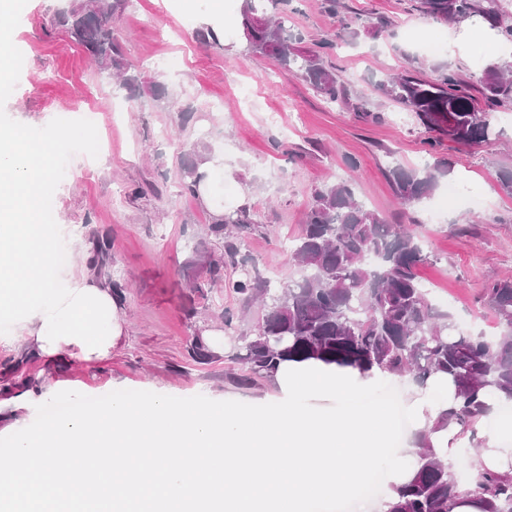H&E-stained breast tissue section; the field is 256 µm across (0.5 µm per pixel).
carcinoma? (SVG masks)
Here are the masks:
<instances>
[{
  "mask_svg": "<svg viewBox=\"0 0 512 512\" xmlns=\"http://www.w3.org/2000/svg\"><path fill=\"white\" fill-rule=\"evenodd\" d=\"M127 0H71L52 20L55 29L82 47L107 74L127 91H136L133 64L114 41L112 24ZM505 0H420L422 11L448 23L482 16L512 42V11ZM242 38L253 54L274 59L295 72L317 93L338 100L335 73L315 54L303 55L290 44L284 17L272 19L260 12L256 0H244ZM478 80L488 109L478 110L457 72L443 68L433 81L403 72L379 85L388 99L415 114L425 126L448 139L478 144L496 136L491 112L512 100V59L484 65ZM450 171L447 162L420 170L396 167L391 175L398 200L420 204L440 186ZM184 188L189 193L205 178L199 163L184 167ZM247 223L246 214H226L208 225V236L224 238L229 224ZM209 272V281H224V258L205 249L196 251ZM111 244L107 235L88 238L87 266L106 280L119 298L124 286L108 272ZM292 257L300 278L281 288L246 275L228 284L236 293L263 302L265 313L253 334L243 337L239 360L247 370L242 382L269 378L284 362H318L356 370L362 375L380 372L410 375L424 386L445 377L452 402L427 429L417 435V464L408 479L385 499V512H453L466 496L476 500L479 512H512V473H500L480 463L466 483L458 480L444 461L430 434L443 430L469 435L478 447L476 423L488 411L485 398L495 395L512 402V279L493 278L484 299L496 319V334L484 336L460 328L448 314L437 310L422 286L417 270L429 256L415 235L401 224H388L361 204L353 184L342 181L317 190L307 211ZM188 355L196 363L212 360L208 339L192 337ZM29 357L20 356L13 369L0 372L3 382H18L22 389L39 388L41 379L20 372Z\"/></svg>",
  "mask_w": 512,
  "mask_h": 512,
  "instance_id": "1",
  "label": "carcinoma"
}]
</instances>
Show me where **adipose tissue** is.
<instances>
[{
  "label": "adipose tissue",
  "mask_w": 512,
  "mask_h": 512,
  "mask_svg": "<svg viewBox=\"0 0 512 512\" xmlns=\"http://www.w3.org/2000/svg\"><path fill=\"white\" fill-rule=\"evenodd\" d=\"M27 141L17 130L0 136V318L21 327L0 336V346L34 350L48 363L64 354L104 360L124 333L119 303L89 276L59 287L52 263L58 230L39 219L38 189L52 171L32 159Z\"/></svg>",
  "instance_id": "1"
}]
</instances>
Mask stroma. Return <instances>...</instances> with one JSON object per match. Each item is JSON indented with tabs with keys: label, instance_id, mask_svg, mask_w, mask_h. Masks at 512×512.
Wrapping results in <instances>:
<instances>
[{
	"label": "stroma",
	"instance_id": "stroma-1",
	"mask_svg": "<svg viewBox=\"0 0 512 512\" xmlns=\"http://www.w3.org/2000/svg\"><path fill=\"white\" fill-rule=\"evenodd\" d=\"M68 0H21L0 23L8 54L10 90L0 95V131H26L52 154L51 178L41 188L51 200L47 223L78 227L80 238L61 235V279L85 269L82 238L108 233L113 278L126 285L120 303L125 334L98 363L64 356L34 360L29 371L44 379L47 395L73 390L98 397L119 389L176 397L261 405L278 400L276 386L239 378L235 355L263 310L230 289L244 274L272 287L299 278L288 242L305 221L315 191L351 181L356 196L390 224L410 227L430 259L419 269L434 306L461 325L495 330L483 299L489 278L512 279V189L499 179L512 168V108L492 120L499 139L463 145L424 127L413 113L381 96L378 86L410 70L431 81L448 65L483 107L480 65L501 54L482 25L448 24L419 10L418 0H289L283 12L292 45L324 51L343 90L329 102L274 60L239 44L240 0L224 2V46L204 45L197 29L214 16L208 0H128L113 34L136 68L135 94L115 90L84 50L53 30L57 8ZM70 134L66 149L53 142ZM214 153L208 177L223 190L224 206L245 210L250 226L232 229L238 247L224 264V284L195 293L206 281L194 264L197 244L215 254L224 245L206 240L210 212L182 190L183 166ZM448 161L446 187L425 203L399 205L388 171ZM475 197L467 206L447 187ZM443 212L429 220L432 208ZM234 316L224 325L221 315ZM219 333L221 347L206 364L186 347L195 333Z\"/></svg>",
	"mask_w": 512,
	"mask_h": 512
}]
</instances>
